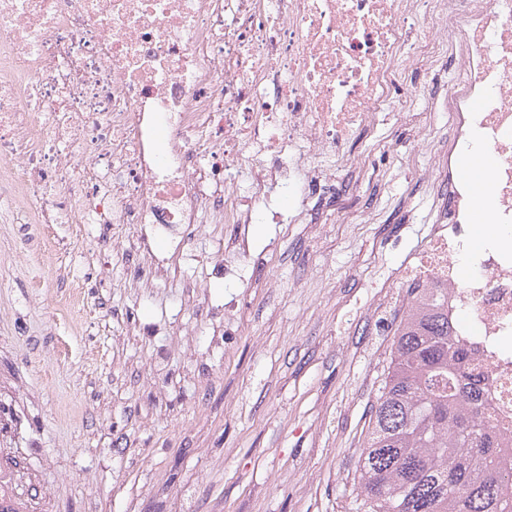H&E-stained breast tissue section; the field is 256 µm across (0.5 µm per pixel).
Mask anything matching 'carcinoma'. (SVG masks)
<instances>
[{
  "mask_svg": "<svg viewBox=\"0 0 512 512\" xmlns=\"http://www.w3.org/2000/svg\"><path fill=\"white\" fill-rule=\"evenodd\" d=\"M444 294L427 292L394 336L358 459L361 512H512V474L494 468L484 387L453 335Z\"/></svg>",
  "mask_w": 512,
  "mask_h": 512,
  "instance_id": "obj_1",
  "label": "carcinoma"
}]
</instances>
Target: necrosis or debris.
Segmentation results:
<instances>
[{
    "instance_id": "necrosis-or-debris-1",
    "label": "necrosis or debris",
    "mask_w": 512,
    "mask_h": 512,
    "mask_svg": "<svg viewBox=\"0 0 512 512\" xmlns=\"http://www.w3.org/2000/svg\"><path fill=\"white\" fill-rule=\"evenodd\" d=\"M443 49L459 70L434 223L392 283L442 289L512 472V0H0V210L175 235L204 214L283 223L281 196L352 191L344 146L404 111L402 75ZM476 154L497 240L472 236L458 170Z\"/></svg>"
}]
</instances>
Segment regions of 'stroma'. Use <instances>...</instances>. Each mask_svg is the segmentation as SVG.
Wrapping results in <instances>:
<instances>
[{
  "mask_svg": "<svg viewBox=\"0 0 512 512\" xmlns=\"http://www.w3.org/2000/svg\"><path fill=\"white\" fill-rule=\"evenodd\" d=\"M451 55L344 152L365 182L309 194L296 224L43 227L0 213V454L33 512H357V461L393 336L374 305L423 244ZM245 235L248 255L211 241ZM149 243L148 255L128 253ZM109 244L107 262L94 254ZM86 275V308L60 275ZM64 351H56L57 340Z\"/></svg>",
  "mask_w": 512,
  "mask_h": 512,
  "instance_id": "obj_1",
  "label": "stroma"
}]
</instances>
